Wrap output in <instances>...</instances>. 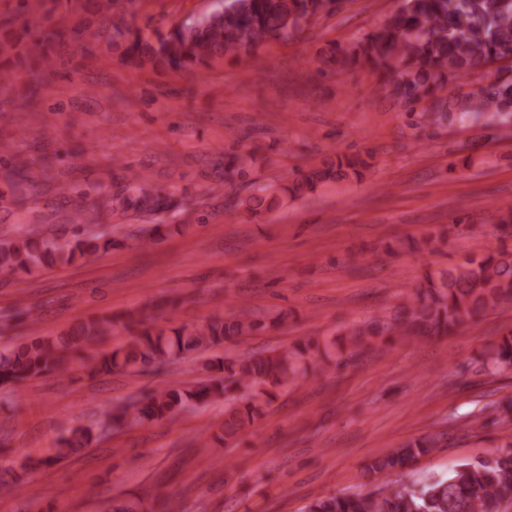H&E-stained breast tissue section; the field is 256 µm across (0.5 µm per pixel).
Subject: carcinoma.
I'll use <instances>...</instances> for the list:
<instances>
[{
	"label": "carcinoma",
	"mask_w": 512,
	"mask_h": 512,
	"mask_svg": "<svg viewBox=\"0 0 512 512\" xmlns=\"http://www.w3.org/2000/svg\"><path fill=\"white\" fill-rule=\"evenodd\" d=\"M324 0H219L194 22L170 27L165 32L144 35L112 23L99 31L108 43L120 42L121 62L139 69L161 67L172 72L211 68L227 58L249 55L271 42L285 39L287 23L311 19L323 11ZM62 32L40 33L26 47L30 57L41 58L51 41ZM494 60H512V0H399L379 30L364 35L348 49L334 50L325 58L328 66L363 63L371 66L391 86L396 97L411 104L430 101L428 109L448 105L439 95L448 78H458L484 68ZM461 115L497 121L512 116V83H500L483 94L473 109L458 100ZM368 166L360 157L347 155L324 164L319 170L302 172L293 180L283 175L278 188L297 197L314 191L327 180L360 177ZM0 176L15 184L18 199L36 182L28 167L14 164ZM112 198L89 203L83 197L74 204L72 222L78 226L69 239H47L34 233L0 242V280L53 263H71L79 257L106 249L110 241L93 234L88 225L102 214L129 218L155 207L160 195L144 176H118ZM512 300V251L502 250L445 272L439 281L429 279L415 295L401 304L392 320H376L340 333L344 346L360 350L385 344L393 336H443L460 325L477 320L500 302ZM153 306L118 319L98 316L80 321L58 336L23 339L6 353L0 352V385H19L46 375L64 376L74 357L95 339L120 326L130 333L128 343L99 358L94 369L111 372L120 366H161L173 357L224 344L228 337L243 338L261 330L243 310L232 321L215 317L202 326L184 328L168 336L150 330ZM320 345L300 341L266 354L235 360L220 357L211 362L217 376L186 388H159L147 397L112 410L107 423L123 426L172 419L189 402L224 399L233 406L231 418L217 438L231 440L241 435L256 414L253 398L272 396L269 388L293 380L300 362L320 356ZM486 359L495 367H512V331L501 337ZM430 435L411 442L372 462L370 469L383 472L405 470L415 457L438 445ZM91 442V433L74 430L55 450L62 458ZM512 502V442L488 455L452 469L448 476H429L402 481L374 494L327 495L312 500L306 512H501Z\"/></svg>",
	"instance_id": "carcinoma-1"
}]
</instances>
